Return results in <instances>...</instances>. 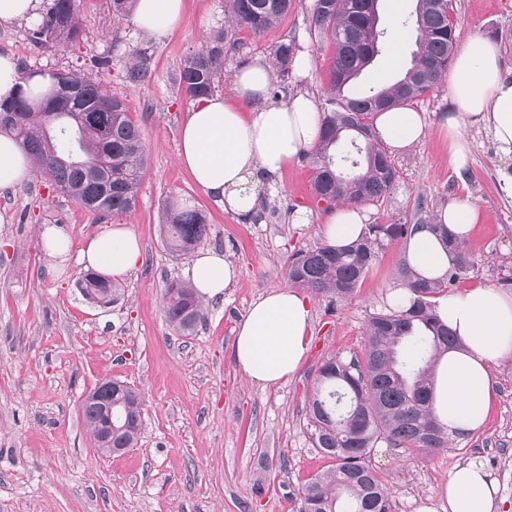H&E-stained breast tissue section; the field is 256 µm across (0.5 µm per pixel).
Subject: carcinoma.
I'll use <instances>...</instances> for the list:
<instances>
[{
  "label": "carcinoma",
  "instance_id": "cac0c4a2",
  "mask_svg": "<svg viewBox=\"0 0 512 512\" xmlns=\"http://www.w3.org/2000/svg\"><path fill=\"white\" fill-rule=\"evenodd\" d=\"M450 0H416L411 19L415 49L404 73L384 87L368 83L348 90L380 54L387 28L380 27L373 0H312L309 27L316 41L333 47L321 140L312 148L311 193L327 205L377 207L387 203L399 172L372 124V117L410 103L438 87L456 47ZM228 27L211 46L189 56L175 76L189 101L215 92L224 81V47L237 30L261 34L288 14L292 0H227ZM30 39L64 52L80 41L77 0H51L29 30ZM294 47L280 43L270 67L288 72ZM14 120L0 133L14 137L36 168L63 194L103 216L124 215L137 202L147 149L126 105L80 71L49 73L46 89L22 91L0 113ZM445 240L450 266L436 279H424L400 260L398 276L412 295L409 308H392L368 320L362 355L335 356L318 368L308 399L309 439L332 462L307 482L304 512H393L391 499L369 458L374 444L432 453L452 445L432 412V374L437 356L456 347L453 334L440 326L432 298L465 278L473 261L462 241L440 224L431 225ZM163 241L180 256L206 243L209 227L198 208L168 201L161 211ZM418 225L392 217L370 224L365 236L344 248L322 244L288 257V283L333 302L352 299L385 246L408 242ZM79 287L101 307L118 301L112 280L86 275ZM169 324L192 335L205 318L195 289L173 280L164 294ZM144 399L139 390L115 381L112 395L91 391L80 404L94 447L102 455L137 446L143 428Z\"/></svg>",
  "mask_w": 512,
  "mask_h": 512
}]
</instances>
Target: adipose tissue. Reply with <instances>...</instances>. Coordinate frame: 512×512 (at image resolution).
Segmentation results:
<instances>
[{"mask_svg": "<svg viewBox=\"0 0 512 512\" xmlns=\"http://www.w3.org/2000/svg\"><path fill=\"white\" fill-rule=\"evenodd\" d=\"M184 0H136L137 27L162 38L183 17ZM272 81L268 66L253 64L236 72L229 93H214L188 110L180 133L178 159L195 184L225 212L245 216L258 203L260 190L274 180L300 151L313 148L323 115L304 93L287 101H268ZM450 107L440 123L448 144V165L463 173L470 153L466 126L478 122L503 154L512 155V80L503 74L500 48L475 36L457 54L448 86ZM252 104L245 112L244 104ZM375 128L389 151L400 155L429 134L423 113L399 106L379 113ZM33 161L10 137L0 136V187L25 183ZM368 216L361 207L339 205L325 214L323 234L343 247L361 235ZM46 252L59 263L76 260L84 268L115 278L142 260L138 238L122 224L110 225L86 248L72 251L69 237L45 225L40 233ZM410 265L426 278L441 276L450 263L439 238L420 229L411 238ZM185 280L205 301L223 297L235 281V266L223 253L198 251L183 270ZM436 313L460 342L442 354L435 368L433 409L448 436L479 430L495 400L490 367L512 355V294L477 285L435 299ZM312 315L308 299L291 288L268 292L250 305L236 329L233 354L238 369L260 388L292 377L309 346ZM498 486L477 461L456 465L448 480L418 512H496Z\"/></svg>", "mask_w": 512, "mask_h": 512, "instance_id": "obj_1", "label": "adipose tissue"}]
</instances>
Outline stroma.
I'll list each match as a JSON object with an SVG mask.
<instances>
[{
    "mask_svg": "<svg viewBox=\"0 0 512 512\" xmlns=\"http://www.w3.org/2000/svg\"><path fill=\"white\" fill-rule=\"evenodd\" d=\"M184 2L180 27L159 39L132 16L114 14L112 0H79L82 37L63 52L32 44L27 25H0V53L11 52L25 74L86 73L92 58L111 56L109 70L95 78L124 100L148 154L137 205L119 218L139 238L143 260L117 279L121 296L108 308L81 295L83 268L58 267L38 237L40 227L53 224L77 250L106 219L39 174L0 188V512H301L305 484L329 466L306 433L317 370L329 356L362 354L369 317L387 309L386 295L398 284L400 243L380 251L354 299L333 305L311 297L309 349L293 377L264 390L242 376L233 357L235 329L258 296L286 287L292 253L323 243L325 207L313 199L305 158L290 163L275 180L276 192L262 193L247 216L224 212L181 166L179 129L191 103L174 78L184 59L225 25L224 0ZM310 3L293 0L282 23L264 33L239 32L225 72L268 62L276 45L292 39L309 52L311 68L274 79L271 89L281 101L306 93L322 102L333 49L311 38ZM450 13L458 43L474 35L493 39L512 78V0H452ZM135 55L148 60L141 82L128 78ZM412 106L424 112L429 134L396 157L399 186L387 207L368 206L369 220L405 216L419 196L433 212L469 199L481 222L465 242L474 266L460 284L499 287L512 272V198L500 181L512 162L486 130L468 126L470 177L460 182L438 134L448 110L447 83ZM172 199L205 212L207 248L223 252L239 270L223 300L207 302L205 323L188 337L168 325L163 308L167 282L181 278L188 262L160 235L161 208ZM300 206L311 211L310 224L291 223ZM491 373L496 399L485 426L453 447L422 454L375 444L371 465L395 512H416L450 470L469 459L481 461L497 482L498 512H512V358L493 364ZM106 378L127 382L145 397L138 446L110 457L95 450L79 409Z\"/></svg>",
    "mask_w": 512,
    "mask_h": 512,
    "instance_id": "stroma-1",
    "label": "stroma"
}]
</instances>
